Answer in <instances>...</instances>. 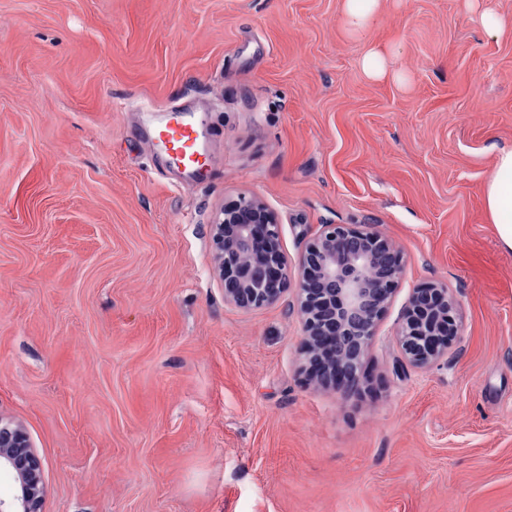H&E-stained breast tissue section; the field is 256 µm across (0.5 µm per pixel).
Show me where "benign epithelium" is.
Listing matches in <instances>:
<instances>
[{"label":"benign epithelium","instance_id":"benign-epithelium-1","mask_svg":"<svg viewBox=\"0 0 512 512\" xmlns=\"http://www.w3.org/2000/svg\"><path fill=\"white\" fill-rule=\"evenodd\" d=\"M217 249L224 301L239 308H262L295 294L302 322L299 349L306 378L340 391L348 383L334 357L336 336L357 337L359 354L372 343L387 304L405 269L393 242L365 225L324 224L309 241L301 272L292 279L280 247L274 212L254 196L224 205L210 225ZM374 267L373 279L363 270ZM396 335L410 364L426 368L448 353L459 336L457 303L444 286L428 285L412 294ZM14 474L0 512H41L42 464L26 432L0 419V470Z\"/></svg>","mask_w":512,"mask_h":512}]
</instances>
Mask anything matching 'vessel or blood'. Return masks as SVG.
<instances>
[{
	"label": "vessel or blood",
	"mask_w": 512,
	"mask_h": 512,
	"mask_svg": "<svg viewBox=\"0 0 512 512\" xmlns=\"http://www.w3.org/2000/svg\"><path fill=\"white\" fill-rule=\"evenodd\" d=\"M171 153L176 167L189 178L201 176L206 164L208 148L201 133V125L189 119L159 127L155 132Z\"/></svg>",
	"instance_id": "obj_1"
}]
</instances>
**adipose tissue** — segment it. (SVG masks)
I'll list each match as a JSON object with an SVG mask.
<instances>
[{
    "instance_id": "adipose-tissue-1",
    "label": "adipose tissue",
    "mask_w": 512,
    "mask_h": 512,
    "mask_svg": "<svg viewBox=\"0 0 512 512\" xmlns=\"http://www.w3.org/2000/svg\"><path fill=\"white\" fill-rule=\"evenodd\" d=\"M485 205L502 249L512 251V148L499 149L485 187Z\"/></svg>"
}]
</instances>
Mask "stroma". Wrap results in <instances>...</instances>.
<instances>
[{
    "instance_id": "1",
    "label": "stroma",
    "mask_w": 512,
    "mask_h": 512,
    "mask_svg": "<svg viewBox=\"0 0 512 512\" xmlns=\"http://www.w3.org/2000/svg\"><path fill=\"white\" fill-rule=\"evenodd\" d=\"M172 106L206 180L151 136ZM511 147L512 0H380L361 35L342 0H0V419L43 512H512V251L484 205ZM241 195L291 270L325 224L403 255L351 391L304 382L294 296L225 303L209 226ZM428 283L460 335L417 369L396 328Z\"/></svg>"
}]
</instances>
